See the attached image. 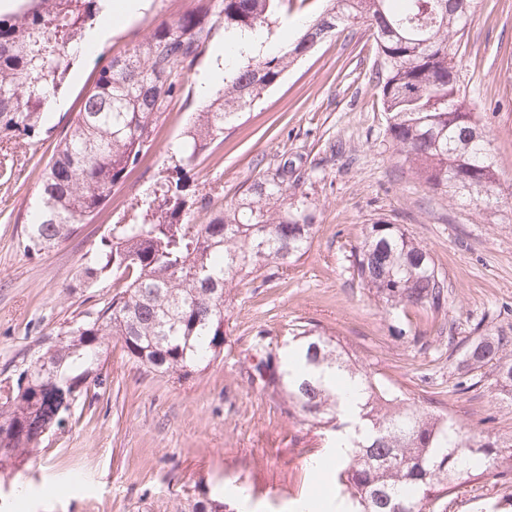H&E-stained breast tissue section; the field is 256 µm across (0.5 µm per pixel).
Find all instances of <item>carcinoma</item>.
<instances>
[{
  "label": "carcinoma",
  "instance_id": "1",
  "mask_svg": "<svg viewBox=\"0 0 512 512\" xmlns=\"http://www.w3.org/2000/svg\"><path fill=\"white\" fill-rule=\"evenodd\" d=\"M96 0H36L0 16V144L37 136L42 112L60 84L75 37ZM283 0H185L133 49L110 58L43 173L41 200L28 213L26 245L37 254L77 234L155 146L157 122L178 79L224 26V35L262 31ZM477 0H328L298 37L275 51L244 53L224 66L214 99L195 113L160 184L128 222L101 236L77 282L125 280L95 317L39 342L18 372L26 382L0 388V468L22 470L45 437L66 426L71 409L104 384L109 337L151 372L208 367L224 347V318L234 288L263 270L304 256L316 224L311 203L288 188L282 165L254 177L225 204L190 189L188 167L224 140L225 126L259 100L303 55L354 25L374 30L382 69L387 132L418 179L449 197L498 202V166L489 134L460 94L450 40L465 30ZM463 158L466 172L453 166ZM353 276L383 307L447 308L448 289L429 252L400 225H367L353 252ZM283 354L256 350L249 375L282 396L288 417L348 440L336 468L340 494L355 512H448L461 480L493 478L512 488V437L464 428L448 414L410 400L356 352L317 327L300 326ZM465 391L489 374L512 401V336H480L456 366ZM361 388L357 412L344 410L337 382ZM204 496L189 512H225Z\"/></svg>",
  "mask_w": 512,
  "mask_h": 512
}]
</instances>
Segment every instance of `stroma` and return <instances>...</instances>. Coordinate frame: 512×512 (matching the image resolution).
Instances as JSON below:
<instances>
[{"mask_svg":"<svg viewBox=\"0 0 512 512\" xmlns=\"http://www.w3.org/2000/svg\"><path fill=\"white\" fill-rule=\"evenodd\" d=\"M180 5L147 0L94 53L73 56L57 87L62 107L49 133L38 142L16 141L13 175L0 179V379L39 340L95 315L119 289L108 278L77 287V273L101 235L170 166L163 148L177 143L191 113L206 105L198 81L223 29L182 76L158 123L159 149L142 158L78 235L33 256L23 228L53 144L101 66ZM322 7V0H289L273 39L293 40L299 21ZM456 47L466 103L483 115L498 159L499 203L449 198L403 164L374 81L380 57L372 30L355 25L319 44L193 165L199 193L227 202L259 172L292 165L299 192L314 207L308 252L279 274L239 286L224 322V348L204 370L147 371L110 338L104 385L76 403L66 428L46 437L26 471L0 474V512H180L203 492L231 512H295L314 487L338 498L332 475L319 480L312 469L328 442L289 419L279 398L248 378L256 342L284 352L307 322L339 337L429 409L490 436L512 437V402L490 378L459 391L451 359L474 337L512 336V0H479ZM380 218L403 225L426 247L448 286L446 311L386 313L354 279L351 253L365 226ZM503 495L493 480H466L450 512H512L501 507Z\"/></svg>","mask_w":512,"mask_h":512,"instance_id":"stroma-1","label":"stroma"}]
</instances>
